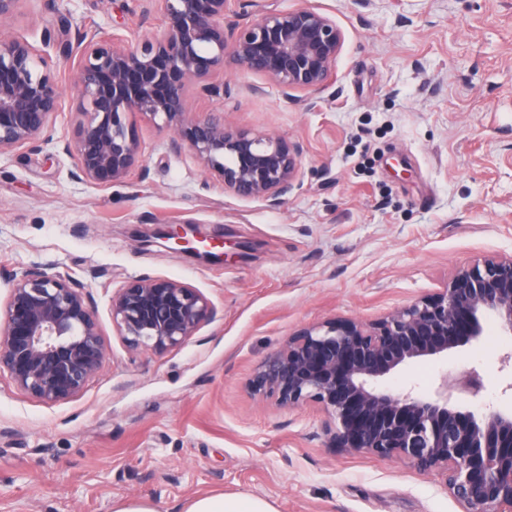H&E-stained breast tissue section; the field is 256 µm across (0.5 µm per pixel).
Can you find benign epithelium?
<instances>
[{
	"label": "benign epithelium",
	"mask_w": 512,
	"mask_h": 512,
	"mask_svg": "<svg viewBox=\"0 0 512 512\" xmlns=\"http://www.w3.org/2000/svg\"><path fill=\"white\" fill-rule=\"evenodd\" d=\"M161 35L130 49L119 37L80 34L77 45L45 28L41 45L0 36V155L36 143L62 153L72 175L100 187L125 182L140 150L130 117L172 128L171 149L189 153L224 188L277 206L293 188L302 147L281 137L228 127L212 113L187 110L189 94L213 97L208 81L226 60L264 77L283 93L312 96L329 83L343 33L306 6L260 10L246 23H225L232 0H153ZM57 44L77 57L79 90L72 139H54L62 110L59 81L43 53ZM0 327V374L29 396L54 403L78 396L103 366L108 346L94 308L70 275L38 267L8 274ZM112 325L128 347L164 353L181 347L215 316L192 285L165 277H133L109 297ZM492 320L512 335V255L463 266L442 291L374 323L331 319L305 327L265 357L250 386L281 407L319 405L328 415L326 447L408 461L439 477L462 512H512V413L477 415L458 403L479 397L483 377L470 369L433 395L383 386L396 369L446 354L483 336Z\"/></svg>",
	"instance_id": "1"
}]
</instances>
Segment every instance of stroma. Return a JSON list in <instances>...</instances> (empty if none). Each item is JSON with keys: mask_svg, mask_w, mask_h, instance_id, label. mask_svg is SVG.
<instances>
[{"mask_svg": "<svg viewBox=\"0 0 512 512\" xmlns=\"http://www.w3.org/2000/svg\"><path fill=\"white\" fill-rule=\"evenodd\" d=\"M330 16L344 43L316 101L284 98L226 63L220 112L233 128L301 145L283 203L225 190L176 133L134 123L141 161L125 183L76 180L65 155L24 148L0 157V269L37 264L70 274L89 295L108 344L78 397L46 403L0 377V512H112L143 499L182 512L210 494H242L277 512H461L439 478L403 460L325 445L329 418L308 403L282 408L248 388L288 336L333 318L363 323L445 287L463 265L512 255V0H269ZM120 34L135 45L161 32L151 0H20L0 35L39 42ZM62 88L54 137L75 135L79 97L56 47ZM193 224L212 263L175 240L143 244L154 228ZM191 284L214 306L179 348L129 349L109 297L132 277ZM492 321L479 341L394 371L386 387L431 395L440 376L471 368L480 397L463 408L512 409Z\"/></svg>", "mask_w": 512, "mask_h": 512, "instance_id": "35a3bbf8", "label": "stroma"}]
</instances>
